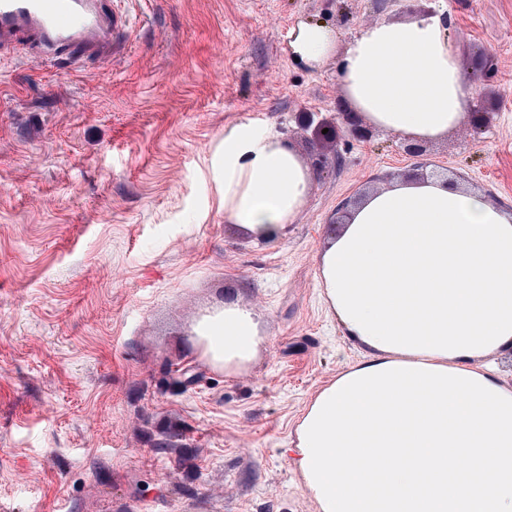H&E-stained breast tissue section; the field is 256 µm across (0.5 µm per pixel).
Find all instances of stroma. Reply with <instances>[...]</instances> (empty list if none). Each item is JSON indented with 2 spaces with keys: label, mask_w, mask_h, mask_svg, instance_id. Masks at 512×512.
Instances as JSON below:
<instances>
[{
  "label": "stroma",
  "mask_w": 512,
  "mask_h": 512,
  "mask_svg": "<svg viewBox=\"0 0 512 512\" xmlns=\"http://www.w3.org/2000/svg\"><path fill=\"white\" fill-rule=\"evenodd\" d=\"M130 19L111 60H0V512H315L287 451L312 396L364 350L321 298L341 203L418 162L512 208V0H112ZM421 12L451 20L473 109L426 143L298 115L344 98L341 54L295 58L301 21L340 44ZM248 123L311 174L279 238L224 219V132ZM232 300L257 359L224 374L192 326Z\"/></svg>",
  "instance_id": "obj_1"
}]
</instances>
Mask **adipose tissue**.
<instances>
[{"mask_svg":"<svg viewBox=\"0 0 512 512\" xmlns=\"http://www.w3.org/2000/svg\"><path fill=\"white\" fill-rule=\"evenodd\" d=\"M335 31L300 24L295 56L320 65ZM365 121L421 141L447 136L474 87L442 15L364 28L342 58ZM310 173L276 135L224 136V217L277 239L302 210ZM324 302L361 360L310 399L291 442L317 512H512V385L487 364L512 353V212L441 180L371 193L318 259ZM202 357L233 374L262 339L232 302L192 330Z\"/></svg>","mask_w":512,"mask_h":512,"instance_id":"adipose-tissue-1","label":"adipose tissue"}]
</instances>
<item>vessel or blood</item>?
Returning <instances> with one entry per match:
<instances>
[{"label": "vessel or blood", "instance_id": "vessel-or-blood-1", "mask_svg": "<svg viewBox=\"0 0 512 512\" xmlns=\"http://www.w3.org/2000/svg\"><path fill=\"white\" fill-rule=\"evenodd\" d=\"M128 28L109 0H0V56L38 63L108 59Z\"/></svg>", "mask_w": 512, "mask_h": 512}]
</instances>
